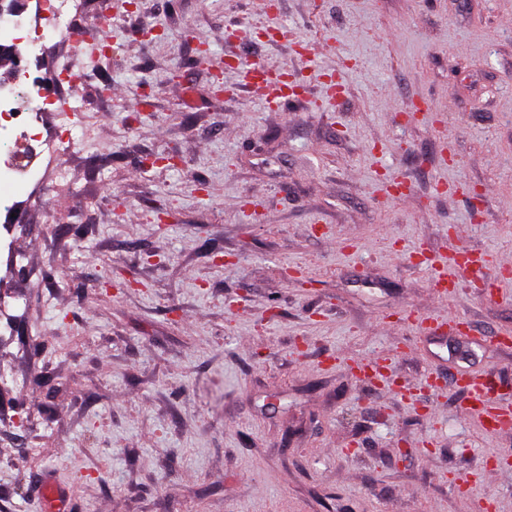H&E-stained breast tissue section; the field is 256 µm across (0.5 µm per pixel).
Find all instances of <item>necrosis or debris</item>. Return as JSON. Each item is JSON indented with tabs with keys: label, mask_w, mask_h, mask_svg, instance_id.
Returning a JSON list of instances; mask_svg holds the SVG:
<instances>
[{
	"label": "necrosis or debris",
	"mask_w": 512,
	"mask_h": 512,
	"mask_svg": "<svg viewBox=\"0 0 512 512\" xmlns=\"http://www.w3.org/2000/svg\"><path fill=\"white\" fill-rule=\"evenodd\" d=\"M85 0H36L34 25L0 20V41L22 43L28 56L39 57L57 36L69 33ZM83 78L61 64L49 77L31 76L27 66L0 78V224H12L19 197L43 183L42 164L52 160L57 180L67 177L65 161L77 147L76 125L82 108ZM57 117L54 135H45L39 113Z\"/></svg>",
	"instance_id": "4bbe7bcc"
}]
</instances>
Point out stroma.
I'll return each mask as SVG.
<instances>
[{"instance_id": "stroma-1", "label": "stroma", "mask_w": 512, "mask_h": 512, "mask_svg": "<svg viewBox=\"0 0 512 512\" xmlns=\"http://www.w3.org/2000/svg\"><path fill=\"white\" fill-rule=\"evenodd\" d=\"M68 56L70 187L0 275V512L42 477L74 512H512V428L451 379L512 405V0H92L29 66ZM462 254L497 295L436 293ZM440 312L471 337L406 320ZM456 384L462 385L467 391L469 409L479 417L487 430L511 426L512 408L498 403L493 398V391L486 380L465 374L457 378Z\"/></svg>"}]
</instances>
